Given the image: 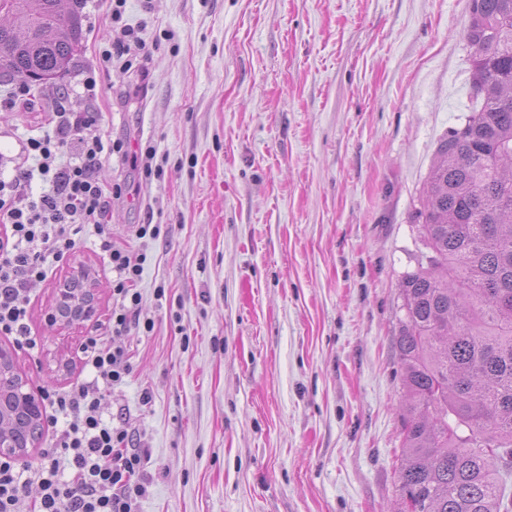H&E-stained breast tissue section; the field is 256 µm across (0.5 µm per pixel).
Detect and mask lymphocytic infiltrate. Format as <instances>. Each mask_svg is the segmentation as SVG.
I'll return each instance as SVG.
<instances>
[{
  "label": "lymphocytic infiltrate",
  "instance_id": "f902f5d3",
  "mask_svg": "<svg viewBox=\"0 0 512 512\" xmlns=\"http://www.w3.org/2000/svg\"><path fill=\"white\" fill-rule=\"evenodd\" d=\"M125 4L111 0L115 36L101 55L103 63L123 71L141 66L149 53L141 28L123 21ZM99 120L92 110L70 111L67 95H60L47 131L27 138L23 161L0 177V224L10 228L9 236L0 239V335L12 338L18 348L32 351L38 346L28 327L32 283L45 280L88 228L112 275L116 304L109 316L111 331L122 334L139 318L141 295L134 286L144 259L113 240L112 190L99 178L103 160L122 152L124 145L82 136ZM66 145L71 152L65 156L61 149ZM36 179L44 185L38 194L31 190ZM82 353L89 379L41 392L45 420L54 433L38 467L0 457V512H138L146 491V451L133 448L129 433L109 425L101 411L106 392L130 373L129 354L98 336L87 338ZM62 417L68 423L61 430L57 424ZM33 484L39 496L29 504L26 491Z\"/></svg>",
  "mask_w": 512,
  "mask_h": 512
}]
</instances>
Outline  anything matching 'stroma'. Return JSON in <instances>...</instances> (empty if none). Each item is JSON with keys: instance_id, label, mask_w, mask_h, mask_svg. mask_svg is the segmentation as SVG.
I'll list each match as a JSON object with an SVG mask.
<instances>
[{"instance_id": "35a3bbf8", "label": "stroma", "mask_w": 512, "mask_h": 512, "mask_svg": "<svg viewBox=\"0 0 512 512\" xmlns=\"http://www.w3.org/2000/svg\"><path fill=\"white\" fill-rule=\"evenodd\" d=\"M471 0H126L153 44L147 93L101 66L108 0L83 10L73 70L0 110V155L39 134L50 101L96 67L84 137L126 155L112 238L145 257L141 325L111 335L112 283L91 240L31 288L30 387L83 379L81 345L111 336L132 371L104 403L146 448L139 512H400L405 401L399 283L441 139L472 109ZM153 148L161 177L133 157ZM157 224V239L137 238ZM100 283L94 321L48 324L74 262ZM152 329H145V322Z\"/></svg>"}]
</instances>
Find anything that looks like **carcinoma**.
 I'll use <instances>...</instances> for the list:
<instances>
[{
  "label": "carcinoma",
  "instance_id": "carcinoma-1",
  "mask_svg": "<svg viewBox=\"0 0 512 512\" xmlns=\"http://www.w3.org/2000/svg\"><path fill=\"white\" fill-rule=\"evenodd\" d=\"M0 0V69L43 84L83 40L79 0ZM465 38L479 106L439 144L416 211L426 252L401 281L398 352L407 400L398 468L414 512H512V0H472ZM0 364V429L19 454L41 416L12 401Z\"/></svg>",
  "mask_w": 512,
  "mask_h": 512
}]
</instances>
